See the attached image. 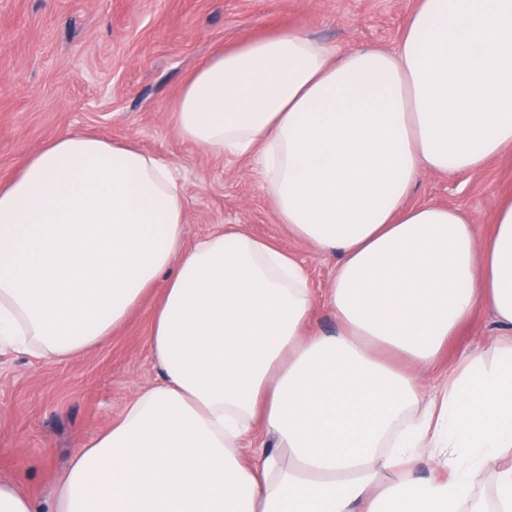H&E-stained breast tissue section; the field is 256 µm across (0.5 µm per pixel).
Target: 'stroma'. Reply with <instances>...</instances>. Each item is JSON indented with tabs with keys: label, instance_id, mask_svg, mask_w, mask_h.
<instances>
[{
	"label": "stroma",
	"instance_id": "obj_1",
	"mask_svg": "<svg viewBox=\"0 0 512 512\" xmlns=\"http://www.w3.org/2000/svg\"><path fill=\"white\" fill-rule=\"evenodd\" d=\"M419 0H0V183L22 157L62 132L134 140L171 164L187 198L185 241L225 224L297 255L312 288L329 286L336 257L278 223L256 157L218 155L181 138L172 105L187 76L212 54L293 30L332 48L394 50ZM512 198V149L479 173L423 174L408 205L459 210L487 232ZM153 288L95 350L63 362L0 353V477L46 494L70 456L160 379L148 346ZM479 311L423 384L435 393L463 353L491 347Z\"/></svg>",
	"mask_w": 512,
	"mask_h": 512
}]
</instances>
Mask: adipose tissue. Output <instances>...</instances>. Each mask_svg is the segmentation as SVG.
Segmentation results:
<instances>
[{
  "instance_id": "1",
  "label": "adipose tissue",
  "mask_w": 512,
  "mask_h": 512,
  "mask_svg": "<svg viewBox=\"0 0 512 512\" xmlns=\"http://www.w3.org/2000/svg\"><path fill=\"white\" fill-rule=\"evenodd\" d=\"M173 110L187 142L256 155L278 222L335 276L315 293L234 226L186 245L181 186L134 144L69 131L25 157L0 184V351L85 354L161 282L162 380L44 501L0 479V512H512V198L484 238L406 204L423 173L512 147V0H420L392 51L256 40L201 63ZM479 310L490 354L425 396Z\"/></svg>"
}]
</instances>
